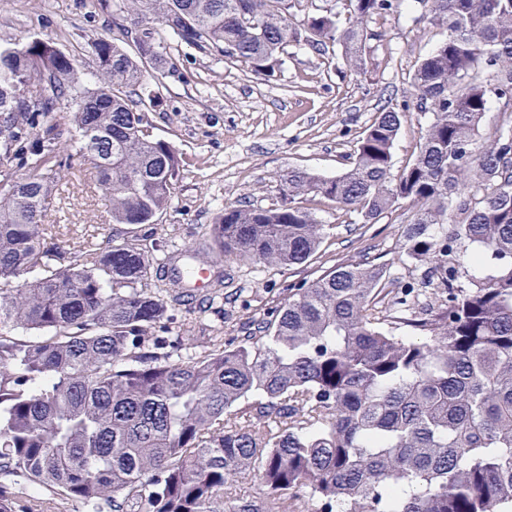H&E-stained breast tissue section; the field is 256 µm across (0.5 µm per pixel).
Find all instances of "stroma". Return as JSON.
Wrapping results in <instances>:
<instances>
[{
  "instance_id": "stroma-1",
  "label": "stroma",
  "mask_w": 512,
  "mask_h": 512,
  "mask_svg": "<svg viewBox=\"0 0 512 512\" xmlns=\"http://www.w3.org/2000/svg\"><path fill=\"white\" fill-rule=\"evenodd\" d=\"M113 0H0V43L51 38L74 56L88 86H95L91 42L112 29ZM382 41L376 64L357 75L339 48L318 53L289 45L275 77L215 53L202 56L167 38L174 62L156 90L162 104L151 112L154 132L180 158L171 202L153 223H113L84 168L59 186L44 218L47 235L61 246L106 247L134 234L167 280L178 268L202 264L211 271L206 296L169 302L168 336H191L197 344L216 338L224 346L245 336L251 320L267 315L288 297L289 286L329 271L338 260L390 259L399 249L411 213L402 206L375 224L351 223L343 210L319 194L301 206L328 227L309 260L291 268L259 266L219 256L207 230L228 206L266 208L279 199V174L299 168L322 178L344 172L357 140L387 102L411 100L410 78L421 57L445 36L417 0L377 20ZM0 487L14 495L15 512H88L58 490L39 488L12 475Z\"/></svg>"
}]
</instances>
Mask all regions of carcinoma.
<instances>
[{"label": "carcinoma", "instance_id": "obj_1", "mask_svg": "<svg viewBox=\"0 0 512 512\" xmlns=\"http://www.w3.org/2000/svg\"><path fill=\"white\" fill-rule=\"evenodd\" d=\"M291 0H121L91 44L98 87L52 40L0 48V472L56 487L97 512H509L512 509V127L477 135L489 95L512 100V0H418L446 37L415 70V104L387 106L332 179L291 169L269 208L229 206L222 254L300 265L326 225L297 200L320 193L363 224L414 209L398 255L340 260L254 322L186 360L157 335L167 306L130 240L69 252L43 219L63 169L89 163L114 224L167 208L180 161L153 133L164 33L273 77L290 43L337 45L367 72L370 28L404 0H342L293 19ZM494 70L489 88L469 79ZM425 120L394 176L404 111ZM425 267L386 328L377 291L398 264ZM429 292L415 312L407 296ZM406 327L409 334L395 331ZM33 330L27 339L13 329ZM254 474L260 507L233 493Z\"/></svg>", "mask_w": 512, "mask_h": 512}]
</instances>
